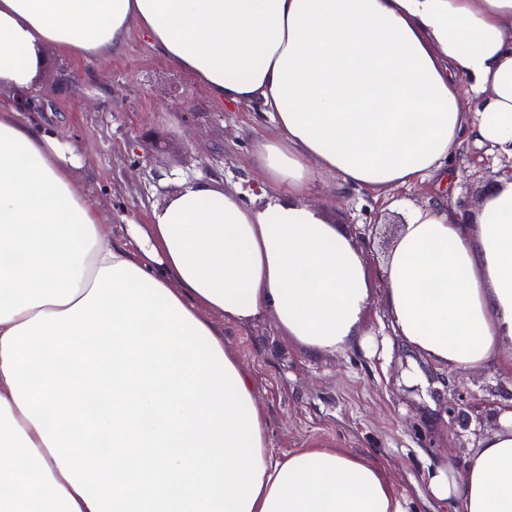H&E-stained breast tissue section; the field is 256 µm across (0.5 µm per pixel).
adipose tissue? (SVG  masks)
Masks as SVG:
<instances>
[{
  "label": "adipose tissue",
  "instance_id": "1",
  "mask_svg": "<svg viewBox=\"0 0 512 512\" xmlns=\"http://www.w3.org/2000/svg\"><path fill=\"white\" fill-rule=\"evenodd\" d=\"M134 26L216 100L261 103L269 199L184 185L128 247L77 146L0 113V512H406L362 455L271 452L221 324L362 344L368 266L313 183L436 176L448 199L405 211L382 266L393 329L437 367L512 375V178L464 215L453 165L471 138L512 158V0H0V93L34 94L46 46L98 57ZM429 489L512 512V423Z\"/></svg>",
  "mask_w": 512,
  "mask_h": 512
}]
</instances>
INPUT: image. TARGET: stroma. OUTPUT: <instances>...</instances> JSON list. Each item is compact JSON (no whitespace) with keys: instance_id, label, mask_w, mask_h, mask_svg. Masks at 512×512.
I'll list each match as a JSON object with an SVG mask.
<instances>
[{"instance_id":"35a3bbf8","label":"stroma","mask_w":512,"mask_h":512,"mask_svg":"<svg viewBox=\"0 0 512 512\" xmlns=\"http://www.w3.org/2000/svg\"><path fill=\"white\" fill-rule=\"evenodd\" d=\"M43 57L38 103L18 118L50 122L76 142L74 179L98 202L114 239L128 241V224L149 223L184 183L259 181L253 144L278 134L259 103L217 101L139 31L103 58L65 56L52 46ZM504 165L490 146L467 143L455 162L460 201L475 204L484 179ZM380 201L331 175L319 176L309 198L365 254L372 291L365 345L342 356L311 355L269 315L246 326L224 323V345L254 377L275 455L313 445L347 449L384 467L407 512H450L430 495L429 475L462 468L501 430L512 410V377L492 362L458 372L407 352L383 301L381 240L364 232ZM450 402L458 418L448 416Z\"/></svg>"}]
</instances>
